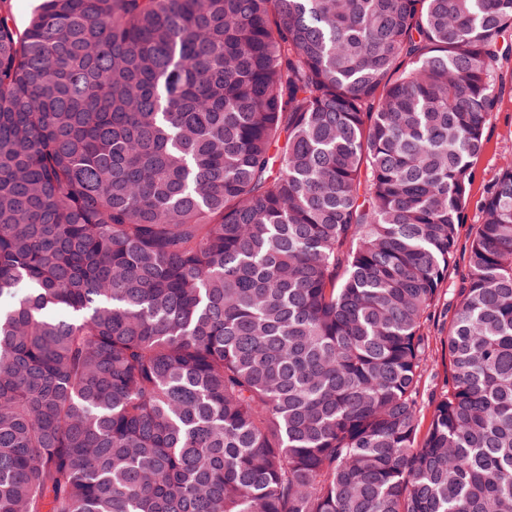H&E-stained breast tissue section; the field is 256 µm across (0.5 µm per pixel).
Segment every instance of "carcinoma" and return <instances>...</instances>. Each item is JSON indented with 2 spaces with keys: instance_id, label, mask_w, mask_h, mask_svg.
<instances>
[{
  "instance_id": "1",
  "label": "carcinoma",
  "mask_w": 512,
  "mask_h": 512,
  "mask_svg": "<svg viewBox=\"0 0 512 512\" xmlns=\"http://www.w3.org/2000/svg\"><path fill=\"white\" fill-rule=\"evenodd\" d=\"M512 0L0 15V512H512V157L425 326Z\"/></svg>"
}]
</instances>
